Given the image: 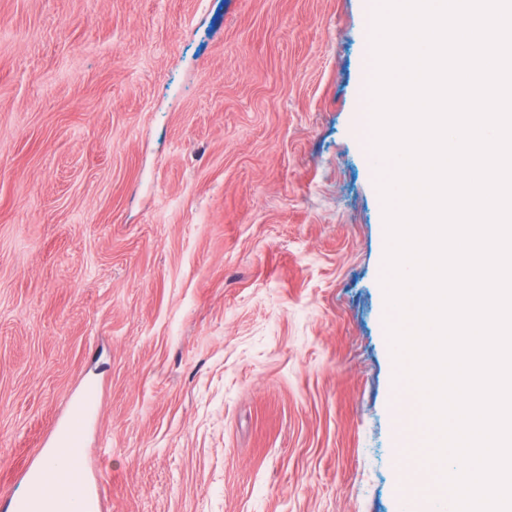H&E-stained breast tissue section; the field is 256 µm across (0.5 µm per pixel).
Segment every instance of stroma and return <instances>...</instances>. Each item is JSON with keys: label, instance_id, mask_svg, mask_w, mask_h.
<instances>
[{"label": "stroma", "instance_id": "obj_1", "mask_svg": "<svg viewBox=\"0 0 512 512\" xmlns=\"http://www.w3.org/2000/svg\"><path fill=\"white\" fill-rule=\"evenodd\" d=\"M371 0H0V512L91 384L106 512H403Z\"/></svg>", "mask_w": 512, "mask_h": 512}]
</instances>
